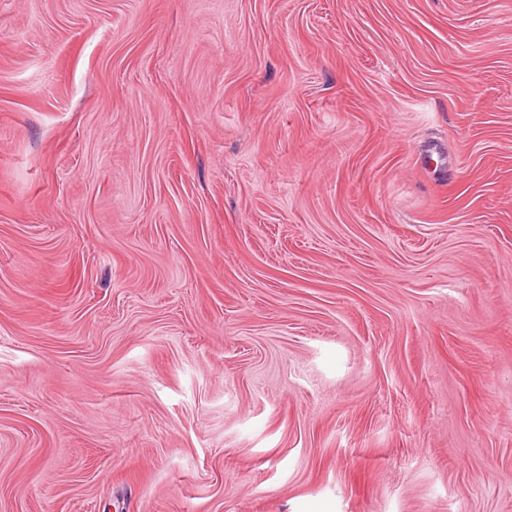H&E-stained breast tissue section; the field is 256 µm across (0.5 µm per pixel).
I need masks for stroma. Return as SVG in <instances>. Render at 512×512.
Listing matches in <instances>:
<instances>
[{
  "instance_id": "1",
  "label": "stroma",
  "mask_w": 512,
  "mask_h": 512,
  "mask_svg": "<svg viewBox=\"0 0 512 512\" xmlns=\"http://www.w3.org/2000/svg\"><path fill=\"white\" fill-rule=\"evenodd\" d=\"M0 512H512V0H0Z\"/></svg>"
}]
</instances>
